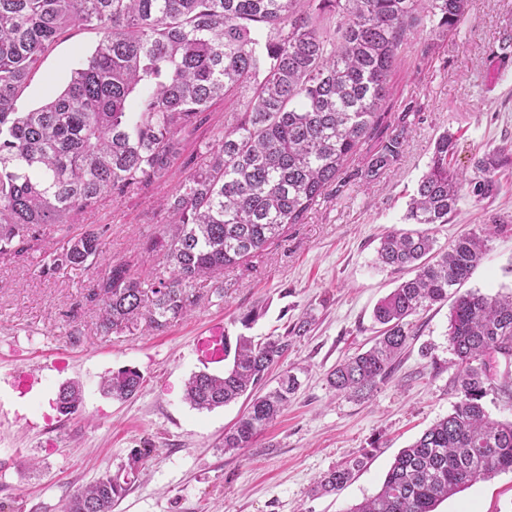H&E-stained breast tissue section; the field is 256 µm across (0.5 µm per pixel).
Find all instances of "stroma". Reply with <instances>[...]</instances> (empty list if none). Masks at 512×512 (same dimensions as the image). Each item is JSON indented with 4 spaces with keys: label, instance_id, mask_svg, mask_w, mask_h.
<instances>
[{
    "label": "stroma",
    "instance_id": "1",
    "mask_svg": "<svg viewBox=\"0 0 512 512\" xmlns=\"http://www.w3.org/2000/svg\"><path fill=\"white\" fill-rule=\"evenodd\" d=\"M512 26V0H470L457 33L438 37L418 29L405 45L389 82L390 111L416 100L403 153L376 180L348 177L305 223L246 263L220 274L223 299L198 283V308L164 332L125 329L100 335L95 310L85 307L95 270L60 267L45 275L49 255L86 228L104 229L100 264L128 261L157 269L160 257L142 252L163 221L158 197L184 178L173 169L154 193L104 198L79 223L44 226L28 254L0 259V512H62L67 497L105 470L127 465L135 448L149 449L145 469L112 512H350L376 494L395 456L457 400L448 342L450 303L413 319L415 337L396 370L369 396L336 395L328 373L368 348L378 329L373 309L408 274L381 266L377 248L389 230H408L410 196L427 169L436 138L459 133L457 167L470 173L474 155L512 142V69H500L494 50ZM97 34L74 29L32 73L18 107L39 106L62 89L72 70L94 48ZM434 54H426L427 44ZM501 192L476 203L462 199L449 223L431 228L438 246L479 230L491 216L512 215V173L500 176ZM465 289L512 292V229L496 235ZM260 309L243 328L239 316ZM310 320L306 336L271 369L302 368L301 386L287 410L251 447L222 450L224 434L244 414L247 401L197 411L183 399L187 378L220 373L223 359L202 350L203 341L240 334L254 340L284 334ZM133 367L143 376L128 400L103 394V376ZM78 382L83 402L72 416L53 405L59 389ZM367 455L365 467L340 491L313 495L315 481L331 468ZM439 512H512V473L458 493Z\"/></svg>",
    "mask_w": 512,
    "mask_h": 512
}]
</instances>
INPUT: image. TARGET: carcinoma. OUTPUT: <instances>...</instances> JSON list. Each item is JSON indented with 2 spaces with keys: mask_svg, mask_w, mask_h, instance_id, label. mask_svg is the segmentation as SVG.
<instances>
[{
  "mask_svg": "<svg viewBox=\"0 0 512 512\" xmlns=\"http://www.w3.org/2000/svg\"><path fill=\"white\" fill-rule=\"evenodd\" d=\"M469 0H0V258L21 255L42 224H74L108 195L148 194L182 163L185 176L160 201V232L143 243L160 254L166 274L108 264L85 299L97 307L98 329L161 332L199 306L194 286L253 257L279 240L289 224L304 223L318 199L340 186L350 160L368 140L377 145L356 175L377 179L400 159L406 102L392 123L382 111L401 48L418 26L438 35L457 31ZM76 27L99 36L94 51L67 85L23 112L17 102L30 75L58 40ZM246 98L200 155L184 157L187 142L217 100ZM457 138L435 141L427 171L410 198L406 220L422 230H391L377 261L408 270L374 309L379 334L365 351L328 373L329 385L355 397L390 377L414 336L412 318L448 300L482 260L490 238L507 229L494 217L481 232H465L436 248L427 226L446 224L462 193L476 203L500 192L498 174L512 169V146L473 157V176L453 166ZM104 231L71 237L42 266L85 270L102 253ZM309 330L256 342L224 338V373H193L184 399L212 411L251 397L247 412L224 434V452L251 446L288 409L300 388L287 370L273 388L268 376ZM456 357L458 400L402 449L380 491L351 512H437L478 481L512 471V420L491 419L483 399L498 390L512 399V371L494 377V358L512 356V294L467 291L456 296L448 321ZM138 370L123 367L103 389L126 400L141 389ZM58 412L76 414L81 390L62 387ZM149 450L78 488L64 512H112ZM364 467L355 457L325 472L314 492L341 490Z\"/></svg>",
  "mask_w": 512,
  "mask_h": 512,
  "instance_id": "carcinoma-1",
  "label": "carcinoma"
}]
</instances>
